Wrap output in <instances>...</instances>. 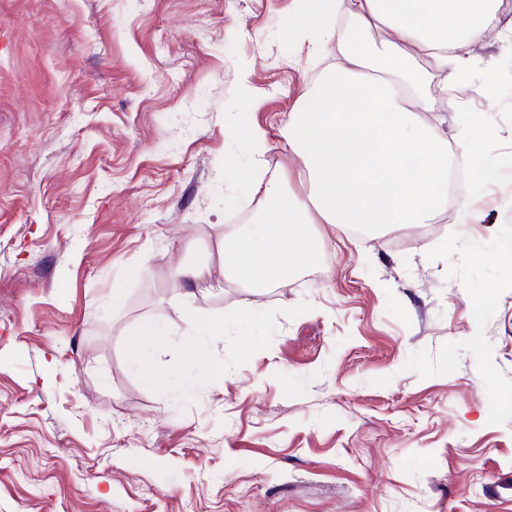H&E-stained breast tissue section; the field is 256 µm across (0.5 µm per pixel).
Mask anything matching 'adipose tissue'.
Masks as SVG:
<instances>
[{
  "label": "adipose tissue",
  "mask_w": 512,
  "mask_h": 512,
  "mask_svg": "<svg viewBox=\"0 0 512 512\" xmlns=\"http://www.w3.org/2000/svg\"><path fill=\"white\" fill-rule=\"evenodd\" d=\"M497 0H295L288 22L304 36L324 30L337 40L345 66L325 74L291 113L284 139L309 184L307 196L280 179L263 180L237 169L254 197L259 219L246 232L224 234V279L252 290L271 288L303 269L320 241L308 224H429L435 215L472 216L467 201L448 190L450 153L440 132L422 118L435 111L438 94L470 71L473 37L497 24ZM350 19L357 31L389 32V39L361 48L331 27ZM195 334L183 347L186 363L206 355L209 338L224 324L196 307L195 292L182 294ZM164 330L143 320L125 339L141 379L159 387L166 379L140 357L144 342Z\"/></svg>",
  "instance_id": "1"
}]
</instances>
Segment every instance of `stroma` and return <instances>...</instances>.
Here are the masks:
<instances>
[{"label":"stroma","mask_w":512,"mask_h":512,"mask_svg":"<svg viewBox=\"0 0 512 512\" xmlns=\"http://www.w3.org/2000/svg\"><path fill=\"white\" fill-rule=\"evenodd\" d=\"M476 66L423 118L456 141L459 195L416 237L318 224L314 262L265 290H201L212 319L260 312L182 365L175 263L221 278L260 176L305 194L288 115L339 58L288 27L294 0H0V512H512V0ZM492 97L479 92L484 81ZM492 179L475 184V162ZM169 390L124 336L144 318ZM188 391H181L183 379ZM466 130L461 137L458 146L463 153H469L476 147V142L472 140V128L476 127L484 136H491L496 131L495 128L489 123L484 115H470L466 123ZM163 327L154 319L143 320L137 329L125 339L128 354L138 367L140 378L152 387H159L165 384L166 378L159 374L148 362L140 356V348L146 341L157 340L164 334Z\"/></svg>","instance_id":"35a3bbf8"}]
</instances>
